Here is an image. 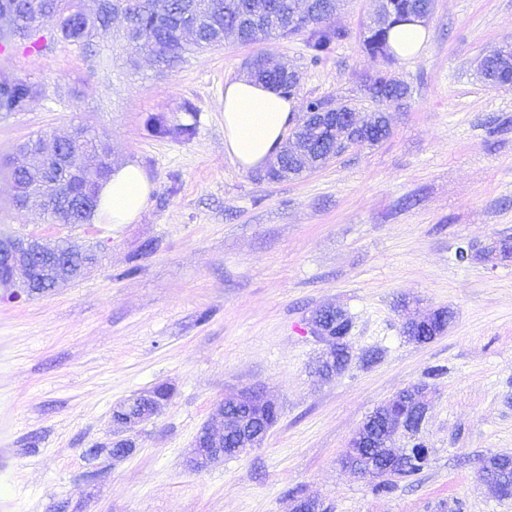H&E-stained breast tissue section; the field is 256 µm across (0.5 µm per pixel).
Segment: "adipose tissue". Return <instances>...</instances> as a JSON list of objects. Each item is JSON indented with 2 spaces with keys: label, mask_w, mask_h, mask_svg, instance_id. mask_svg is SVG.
<instances>
[{
  "label": "adipose tissue",
  "mask_w": 512,
  "mask_h": 512,
  "mask_svg": "<svg viewBox=\"0 0 512 512\" xmlns=\"http://www.w3.org/2000/svg\"><path fill=\"white\" fill-rule=\"evenodd\" d=\"M224 150L238 166H266L282 145L296 112L293 99L248 78L224 84ZM152 185L143 170L127 163L113 167L102 185L97 215L109 224L136 221Z\"/></svg>",
  "instance_id": "adipose-tissue-1"
}]
</instances>
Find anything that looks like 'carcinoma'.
Here are the masks:
<instances>
[{"label": "carcinoma", "instance_id": "1", "mask_svg": "<svg viewBox=\"0 0 512 512\" xmlns=\"http://www.w3.org/2000/svg\"><path fill=\"white\" fill-rule=\"evenodd\" d=\"M322 0H263V9L268 21L254 28L249 17L254 13L255 0H99L96 13L86 14L80 0H0V14L11 13L10 28L0 32V41L19 40L26 47L41 53L48 49L49 42L63 39L85 53L91 52L92 38L98 29L109 27L112 16L120 14L126 22L125 38L146 52L162 69H171L183 61L190 47L205 49L224 40V27L235 24L241 28L240 37L245 43H253L270 36L290 37L307 33L306 47L312 59L318 61L329 52L333 44L345 40L348 33L329 24V18L321 15ZM393 18L383 28L372 31L364 29L363 46L367 53L389 64L394 52L389 44L391 26L409 22L414 16V0H387ZM255 78L284 92L290 89L288 71L279 64L259 67ZM40 93L38 85L25 79L13 78L0 81V112H23ZM408 94L407 85L388 78L379 71L372 76L368 98L378 104L388 103ZM152 131L160 135L178 134L185 138L193 135L194 127L183 125L170 127L163 114L150 117ZM111 148L99 133L84 127L74 128L68 148L60 153L53 136L39 132L22 143L10 159V169L16 181L15 202L21 207L40 196H53L58 207L52 212L54 221H70L78 217L77 212L64 208L70 201L90 203L84 213L89 219L99 205V187L112 173L108 156ZM84 264V259H75L73 266L62 271L40 287V292L61 288L71 283V275ZM453 319V312L437 309L429 312L422 321L432 324L421 330L420 338L427 342L443 332ZM323 323L333 324L336 329V355L334 369L343 371L352 359V350L347 337L352 327L349 315L339 309ZM238 412L250 418L254 425L275 422L278 414L271 409L241 406ZM359 455L348 458L350 463L372 461L379 469L389 467L392 462L385 449L375 445L358 449ZM498 456H487L480 464L478 474L488 471L486 463L496 462L493 474L506 484L512 485V467L497 462ZM428 461V451L416 443L399 462V476L412 477L418 474Z\"/></svg>", "mask_w": 512, "mask_h": 512}]
</instances>
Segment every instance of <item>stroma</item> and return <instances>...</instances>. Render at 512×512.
Masks as SVG:
<instances>
[{
    "label": "stroma",
    "mask_w": 512,
    "mask_h": 512,
    "mask_svg": "<svg viewBox=\"0 0 512 512\" xmlns=\"http://www.w3.org/2000/svg\"><path fill=\"white\" fill-rule=\"evenodd\" d=\"M376 7L348 0L333 19L348 37L316 62L303 35L229 33L162 72L127 45L119 17L92 57L60 39L0 55V75L41 88L26 111L0 113V163L29 136L80 123L152 184L134 223L59 228L19 208L0 173V234L62 236L99 257L63 288L18 300L0 289V512H293L305 495L328 512H512L478 479L482 456H512V259H455L512 239V88L475 72L512 41V0H435L422 53L386 66L360 38ZM258 54L296 71L302 108L321 98L369 117L380 106L360 82L381 67L409 94L380 107V144L271 181L224 151V84ZM157 113L194 135H154ZM329 304L352 319L353 359L322 383L308 321ZM438 308L455 314L447 331L404 337L407 319ZM372 350L380 359L363 365ZM425 380L433 401L416 440L428 464L375 493L340 460L366 416ZM159 383L174 395L135 451L89 459L112 440L113 406ZM245 387L279 407L264 443L188 471L200 427Z\"/></svg>",
    "instance_id": "stroma-1"
}]
</instances>
